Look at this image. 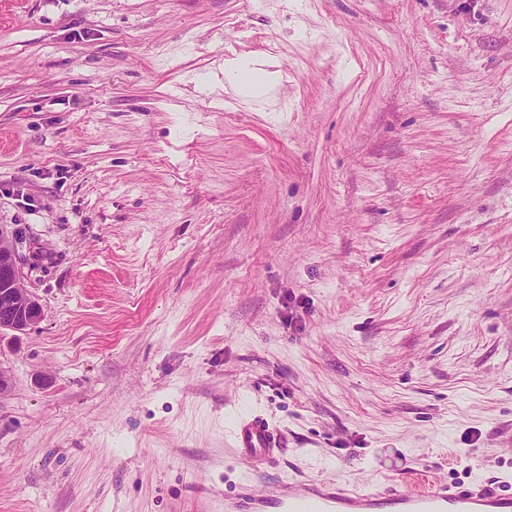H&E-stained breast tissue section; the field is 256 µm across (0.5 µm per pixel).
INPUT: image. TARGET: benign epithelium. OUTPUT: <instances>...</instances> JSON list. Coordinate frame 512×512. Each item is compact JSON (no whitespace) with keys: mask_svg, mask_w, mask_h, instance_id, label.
I'll list each match as a JSON object with an SVG mask.
<instances>
[{"mask_svg":"<svg viewBox=\"0 0 512 512\" xmlns=\"http://www.w3.org/2000/svg\"><path fill=\"white\" fill-rule=\"evenodd\" d=\"M33 257L30 243L0 225V334H23L41 320L42 306L25 285Z\"/></svg>","mask_w":512,"mask_h":512,"instance_id":"7a95c632","label":"benign epithelium"}]
</instances>
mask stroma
Wrapping results in <instances>:
<instances>
[{
    "mask_svg": "<svg viewBox=\"0 0 512 512\" xmlns=\"http://www.w3.org/2000/svg\"><path fill=\"white\" fill-rule=\"evenodd\" d=\"M0 224V512H224L245 413L272 486L512 495V0H0ZM267 63L238 56L224 61V82L245 99L260 102L272 98L278 91L281 75L265 68ZM34 251L30 242L23 241L0 225V334L4 330L24 334L42 317L38 298L25 285L27 266ZM234 447L249 461L254 471L275 463L286 443L280 429L261 414H250L237 421L232 430Z\"/></svg>",
    "mask_w": 512,
    "mask_h": 512,
    "instance_id": "stroma-1",
    "label": "stroma"
}]
</instances>
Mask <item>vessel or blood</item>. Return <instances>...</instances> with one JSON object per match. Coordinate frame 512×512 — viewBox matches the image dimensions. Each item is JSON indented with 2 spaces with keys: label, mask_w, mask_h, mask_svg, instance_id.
<instances>
[{
  "label": "vessel or blood",
  "mask_w": 512,
  "mask_h": 512,
  "mask_svg": "<svg viewBox=\"0 0 512 512\" xmlns=\"http://www.w3.org/2000/svg\"><path fill=\"white\" fill-rule=\"evenodd\" d=\"M232 438L239 455L258 471L274 464L286 446L280 429L261 414L239 419ZM224 512H512V495L488 481L419 487L392 482L355 489L313 481L273 491L252 477L236 498L225 500Z\"/></svg>",
  "instance_id": "b4317fda"
}]
</instances>
